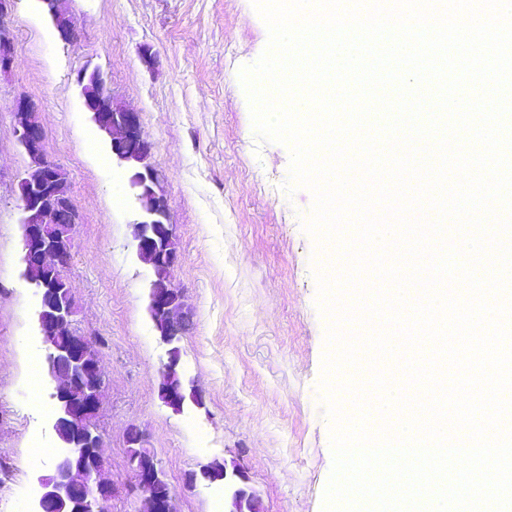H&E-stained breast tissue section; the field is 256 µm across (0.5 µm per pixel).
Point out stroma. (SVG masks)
<instances>
[{"mask_svg": "<svg viewBox=\"0 0 512 512\" xmlns=\"http://www.w3.org/2000/svg\"><path fill=\"white\" fill-rule=\"evenodd\" d=\"M78 37L60 40L42 0H14V61L0 75V512H39L41 479L64 453L54 429L36 324L21 276L16 197L30 161L11 104H37L50 158L66 171L79 219L66 275L75 328L94 336L104 374L97 418L115 494L104 512H143L129 487L125 430L147 431L179 512H224L219 484L184 486L219 460L244 467L263 512H322L333 455L319 382L330 320L316 276L333 247L304 229L313 195L286 191L290 151L257 137L243 67L268 44L252 0H63ZM100 69L117 105L140 112L153 146L180 259L170 282L191 313L181 370L202 405L176 413L159 398L167 359L147 311L154 279L136 254L129 170L112 158L76 84Z\"/></svg>", "mask_w": 512, "mask_h": 512, "instance_id": "stroma-1", "label": "stroma"}]
</instances>
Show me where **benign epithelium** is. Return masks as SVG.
Wrapping results in <instances>:
<instances>
[{
  "mask_svg": "<svg viewBox=\"0 0 512 512\" xmlns=\"http://www.w3.org/2000/svg\"><path fill=\"white\" fill-rule=\"evenodd\" d=\"M12 0H0V72L13 61L14 43L8 24ZM53 22L65 42L77 38L75 20L64 13L60 0H44ZM85 105L97 128L112 139V155L139 168L128 186L142 220L135 223L137 256L150 251L159 268L172 269L179 260L171 246L173 225L167 199L160 189L161 174L150 162L151 145L145 139L141 113L114 104L112 91L103 75L96 72L78 75ZM14 132L19 146L30 159V169L20 180L18 208L21 212L23 255L26 267L47 274L37 285L40 297L38 325L44 343L51 346L50 377L56 400L54 430L70 437L71 447L55 464L54 474L41 481L44 489L39 505L42 512H104V504L113 494L111 480L105 476L101 438L96 419L102 406L104 375L97 354V340L74 328L76 303L65 281L72 251L73 230L78 211L71 194L59 192L62 167L46 152V134L38 106L20 95L12 103ZM148 311L160 339L170 346L162 366L160 398L179 411L186 401L200 404L195 393H186L179 374L180 358L173 345L188 330L190 314L182 292L170 284L152 282L148 293ZM127 447H140L142 453L130 462L135 475L132 491L143 495L144 512H178L176 495L157 466L154 452L145 447L146 433L131 425L125 433ZM213 483L224 482V512H263L255 492L240 467L214 471L206 467L189 472L184 486L193 488L198 477Z\"/></svg>",
  "mask_w": 512,
  "mask_h": 512,
  "instance_id": "7a95c632",
  "label": "benign epithelium"
}]
</instances>
